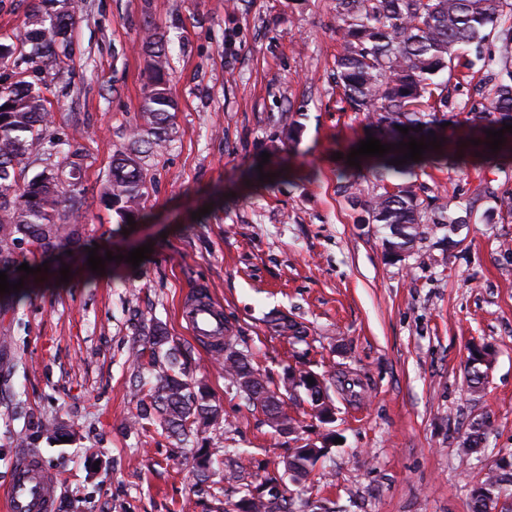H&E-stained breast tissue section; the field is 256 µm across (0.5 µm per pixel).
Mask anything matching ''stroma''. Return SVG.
Returning a JSON list of instances; mask_svg holds the SVG:
<instances>
[{
  "label": "stroma",
  "instance_id": "1",
  "mask_svg": "<svg viewBox=\"0 0 512 512\" xmlns=\"http://www.w3.org/2000/svg\"><path fill=\"white\" fill-rule=\"evenodd\" d=\"M335 18L336 0H80L73 53L44 73L54 115L44 136L64 140L78 166L80 243L0 294V512L15 441L35 421L73 433L33 450L60 476L56 512H224L223 474L199 482L189 442L129 426L141 397L133 354L158 324L218 410L198 435L204 446L282 468L293 440L226 387L211 346L188 329L183 313L200 293L274 385L299 355L362 383L356 399L332 387L341 442L297 512L308 502L470 512L473 481L512 451V253L500 248L512 244V219L487 223L494 201L474 193L483 179L512 190V159L500 170L439 163L419 173L426 195L471 220L459 247L429 235L387 262L383 229L337 190L364 132L339 109ZM155 30L166 36L177 110L167 141L141 161L145 196L127 227L101 197L113 154L145 127L143 42ZM146 244L139 267L125 261ZM93 251L103 270L89 269ZM281 315L306 327V343L275 331ZM474 341L497 349L478 395L464 377ZM481 418L483 446L461 454Z\"/></svg>",
  "mask_w": 512,
  "mask_h": 512
}]
</instances>
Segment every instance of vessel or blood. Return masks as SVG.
I'll use <instances>...</instances> for the list:
<instances>
[{"mask_svg":"<svg viewBox=\"0 0 512 512\" xmlns=\"http://www.w3.org/2000/svg\"><path fill=\"white\" fill-rule=\"evenodd\" d=\"M194 335L209 340L223 335L224 329L214 322L209 310L196 312L189 320ZM58 477L33 454L16 458L8 481V512H54Z\"/></svg>","mask_w":512,"mask_h":512,"instance_id":"vessel-or-blood-1","label":"vessel or blood"}]
</instances>
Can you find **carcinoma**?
Masks as SVG:
<instances>
[{"instance_id": "cac0c4a2", "label": "carcinoma", "mask_w": 512, "mask_h": 512, "mask_svg": "<svg viewBox=\"0 0 512 512\" xmlns=\"http://www.w3.org/2000/svg\"><path fill=\"white\" fill-rule=\"evenodd\" d=\"M75 14L73 8L48 16L34 9L22 35L0 37V68L12 71V81L0 79V271L8 275L20 246L26 244L51 256L78 240L74 221L81 216L80 201L75 190L64 189L61 179L66 169H75V162L61 149L62 142L48 141V150L61 155L57 168L45 170L23 185L17 176L28 164L33 141L40 138L52 118L50 101L42 87L27 79V73L40 70L39 59L45 63L71 56ZM336 31L341 40L335 60L340 110L363 116L372 137L383 144L407 143L411 137H435L442 142L438 148L426 149L417 162L392 165L390 161L403 157L407 149L391 150L375 157L374 164L365 171L343 172L337 177L339 190L366 213L364 223L388 229L383 238L385 257L398 262L425 235L441 231L443 237L450 239L460 225L470 221L468 212L459 215L438 198H421L415 168L434 159L464 165L466 157L472 155L489 162L512 157V149L504 146L490 151L486 134L488 129L498 131L512 124V0H336ZM489 43L494 51L486 54L483 46ZM144 47L153 58L142 105L147 130L134 134L136 148L113 156L112 177L103 196L107 207L125 216L138 212L144 196L140 155L166 140L175 111V102L166 87L167 53L151 35L146 37ZM464 47L474 48L476 60L460 61L458 51ZM477 61L485 80L493 84V95L462 108L463 117L457 124L467 128V140H477L479 144L461 146L458 138H448L444 126L449 85L453 80L458 85L470 81L468 70ZM400 126L411 131L405 136L398 130ZM370 174L386 177L388 184L363 200L358 185ZM477 191L495 199L493 213L499 219L512 217V192L498 194L487 184L478 185ZM279 327L295 344L306 339L307 331L300 323L287 320ZM148 344L149 349L136 350L135 358L149 352L146 365L155 383L147 397L140 400L134 424L140 426L158 419L168 431L185 436L210 424L215 409L205 389L185 379L183 349L171 344L159 325L153 327ZM219 351L227 388L248 408L262 415L272 428L288 427L290 436L302 428V421L291 414L276 421L268 397L275 389L235 340L224 337ZM494 356L495 351L488 344L469 348L465 370L471 392L483 390ZM310 377L314 379L312 384L308 382ZM334 382L351 396L359 395L360 380L347 376L338 380L310 369H292L283 385L290 395L303 390L310 405L309 416L327 424L334 420L329 395ZM488 425L486 419L471 423L468 436L460 444L463 453L478 447ZM60 433L62 428L53 424L36 423L32 432L19 437L18 447L29 448L44 435ZM327 453L326 446L311 448L307 443L292 449L284 461L289 481L298 485L306 482ZM245 471L242 453L236 452L225 464L224 481L246 492L252 483L245 482ZM510 492L512 454L501 456L473 484L471 512H493ZM255 512L293 510L286 499L273 493Z\"/></svg>"}]
</instances>
